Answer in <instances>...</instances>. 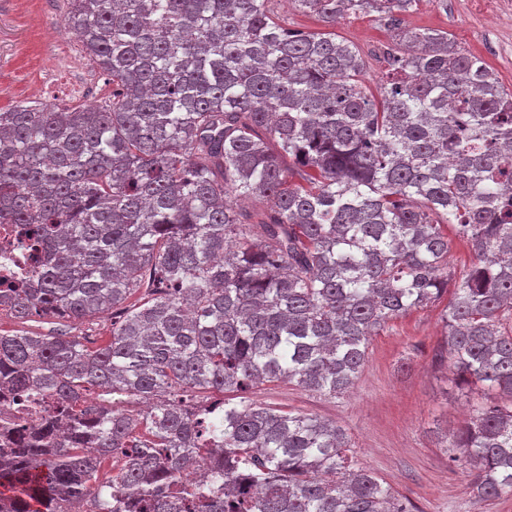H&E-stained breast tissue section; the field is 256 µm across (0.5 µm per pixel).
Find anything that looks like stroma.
Returning a JSON list of instances; mask_svg holds the SVG:
<instances>
[{"label": "stroma", "mask_w": 512, "mask_h": 512, "mask_svg": "<svg viewBox=\"0 0 512 512\" xmlns=\"http://www.w3.org/2000/svg\"><path fill=\"white\" fill-rule=\"evenodd\" d=\"M495 0H421L408 27L451 34L462 49L482 57L512 87V22L492 20ZM65 0H0V110L16 104L104 105L112 87L65 33ZM337 38L358 50L370 89L387 68L392 31L375 16L348 15ZM444 302L414 310L370 340L366 364L353 388L330 397L292 383L250 391L257 404L300 411L348 432L357 462L408 500L412 512H512V495L474 502L467 470L449 459L442 443L468 418L477 401L450 366L435 364Z\"/></svg>", "instance_id": "stroma-1"}]
</instances>
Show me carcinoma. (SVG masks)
<instances>
[{"mask_svg": "<svg viewBox=\"0 0 512 512\" xmlns=\"http://www.w3.org/2000/svg\"><path fill=\"white\" fill-rule=\"evenodd\" d=\"M270 2L67 0L112 102L0 110V218L24 225L36 284L0 305L112 313L99 343L0 332V384L52 400L0 450V512H410L341 426L244 394H341L371 337L447 293L445 355L509 404L444 448L475 502L512 493V89L403 25L421 0H292L394 31L376 97L350 44ZM457 242L478 259L462 275Z\"/></svg>", "mask_w": 512, "mask_h": 512, "instance_id": "carcinoma-1", "label": "carcinoma"}]
</instances>
